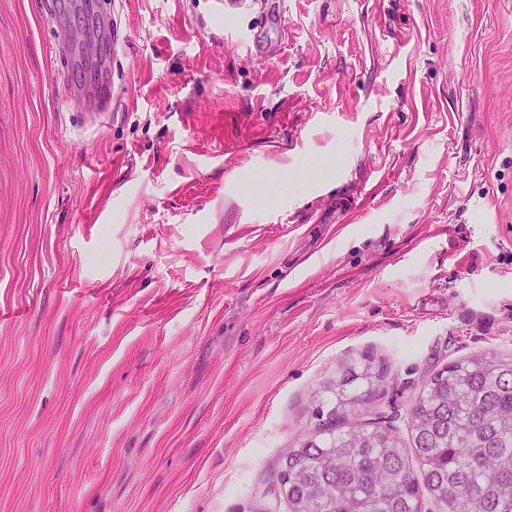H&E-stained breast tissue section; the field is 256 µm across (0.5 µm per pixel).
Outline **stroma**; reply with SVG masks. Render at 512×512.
Wrapping results in <instances>:
<instances>
[{
	"label": "stroma",
	"instance_id": "stroma-1",
	"mask_svg": "<svg viewBox=\"0 0 512 512\" xmlns=\"http://www.w3.org/2000/svg\"><path fill=\"white\" fill-rule=\"evenodd\" d=\"M45 2L0 0V512H288L339 360L403 431L512 352V0H111L96 121Z\"/></svg>",
	"mask_w": 512,
	"mask_h": 512
}]
</instances>
